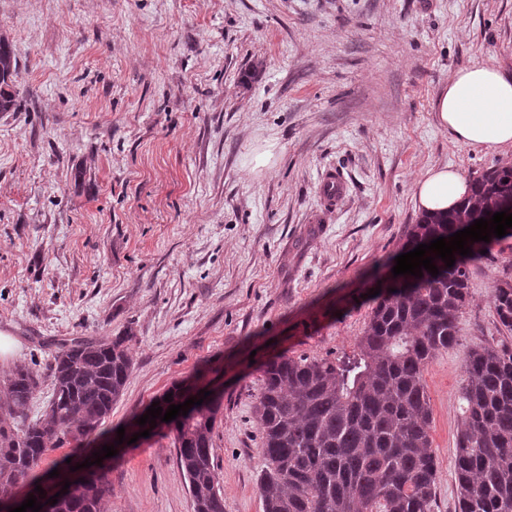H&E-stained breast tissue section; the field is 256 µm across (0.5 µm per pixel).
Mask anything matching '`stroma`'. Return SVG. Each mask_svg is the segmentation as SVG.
<instances>
[{
  "label": "stroma",
  "mask_w": 512,
  "mask_h": 512,
  "mask_svg": "<svg viewBox=\"0 0 512 512\" xmlns=\"http://www.w3.org/2000/svg\"><path fill=\"white\" fill-rule=\"evenodd\" d=\"M19 107L0 112V332L51 397L75 337L133 340L105 429L173 384L223 391L213 433L224 512H263L260 366L357 352L368 300L420 218L413 183L512 164L438 125L476 63L512 72V0H0ZM348 184L325 207L319 175ZM512 237L473 266L456 344L425 385L434 512H455L467 353L512 343L492 291ZM176 433L114 456L106 512H193Z\"/></svg>",
  "instance_id": "1"
}]
</instances>
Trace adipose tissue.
I'll use <instances>...</instances> for the list:
<instances>
[{
  "label": "adipose tissue",
  "mask_w": 512,
  "mask_h": 512,
  "mask_svg": "<svg viewBox=\"0 0 512 512\" xmlns=\"http://www.w3.org/2000/svg\"><path fill=\"white\" fill-rule=\"evenodd\" d=\"M441 128L462 145L479 150L512 148V75L476 64L454 73L437 102ZM472 193L468 178L451 167H432L416 179L413 202L429 215L446 213Z\"/></svg>",
  "instance_id": "ef3b65f1"
}]
</instances>
